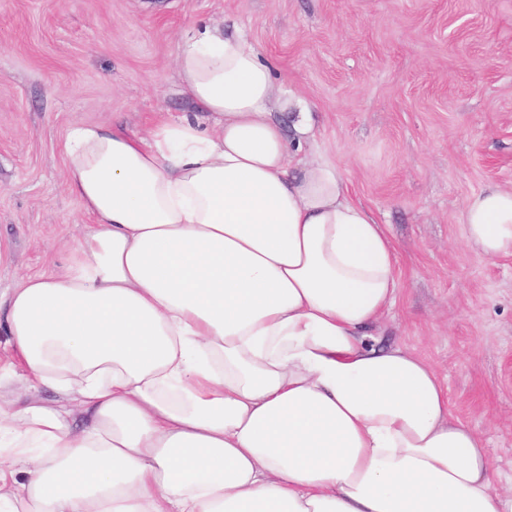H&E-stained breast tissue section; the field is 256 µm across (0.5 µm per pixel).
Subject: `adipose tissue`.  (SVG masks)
<instances>
[{"mask_svg": "<svg viewBox=\"0 0 512 512\" xmlns=\"http://www.w3.org/2000/svg\"><path fill=\"white\" fill-rule=\"evenodd\" d=\"M177 67L195 113L69 129L91 222L66 269L0 292L26 370L21 394L0 376V512H512L432 365L377 346L397 255L308 157L303 102L220 20ZM463 224L512 255V191L473 194Z\"/></svg>", "mask_w": 512, "mask_h": 512, "instance_id": "1", "label": "adipose tissue"}]
</instances>
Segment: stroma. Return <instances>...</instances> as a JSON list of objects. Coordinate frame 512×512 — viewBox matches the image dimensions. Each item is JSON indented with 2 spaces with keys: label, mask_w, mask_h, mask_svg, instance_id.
Returning <instances> with one entry per match:
<instances>
[{
  "label": "stroma",
  "mask_w": 512,
  "mask_h": 512,
  "mask_svg": "<svg viewBox=\"0 0 512 512\" xmlns=\"http://www.w3.org/2000/svg\"><path fill=\"white\" fill-rule=\"evenodd\" d=\"M219 18L304 100L315 150L386 228L402 289L379 341L437 370L512 482V256L462 225L472 194L512 191V0H0V287L67 266L89 221L66 130L192 111L180 40Z\"/></svg>",
  "instance_id": "obj_1"
}]
</instances>
